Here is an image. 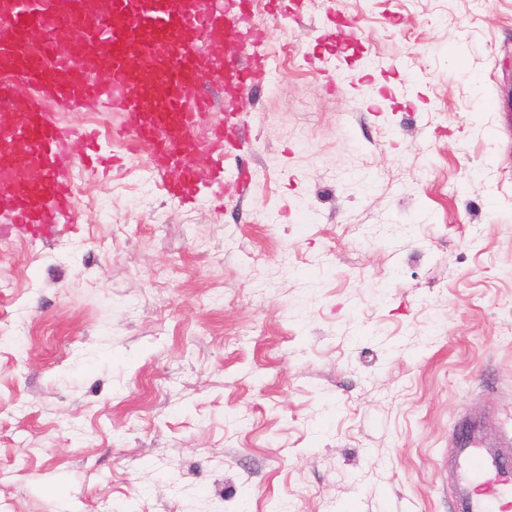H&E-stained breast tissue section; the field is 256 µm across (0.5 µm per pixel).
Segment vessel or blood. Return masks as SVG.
Here are the masks:
<instances>
[{
	"label": "vessel or blood",
	"mask_w": 512,
	"mask_h": 512,
	"mask_svg": "<svg viewBox=\"0 0 512 512\" xmlns=\"http://www.w3.org/2000/svg\"><path fill=\"white\" fill-rule=\"evenodd\" d=\"M252 0H0V72L31 83L19 95L0 82V238L26 231L44 239L75 215V195L59 175L67 163L95 169L107 161L97 134L61 125L59 111L118 114L113 138L147 153L169 195L190 203L198 188L224 195L231 131L201 132L218 85L227 104L261 84L266 29L243 24ZM23 121H13V114ZM445 471L455 512H512V441L488 418L463 417L451 434Z\"/></svg>",
	"instance_id": "1"
}]
</instances>
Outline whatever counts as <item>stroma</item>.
Returning <instances> with one entry per match:
<instances>
[{
    "mask_svg": "<svg viewBox=\"0 0 512 512\" xmlns=\"http://www.w3.org/2000/svg\"><path fill=\"white\" fill-rule=\"evenodd\" d=\"M266 2L223 208L60 113L122 161L0 241V512H451L459 417L512 436V0Z\"/></svg>",
    "mask_w": 512,
    "mask_h": 512,
    "instance_id": "stroma-1",
    "label": "stroma"
}]
</instances>
